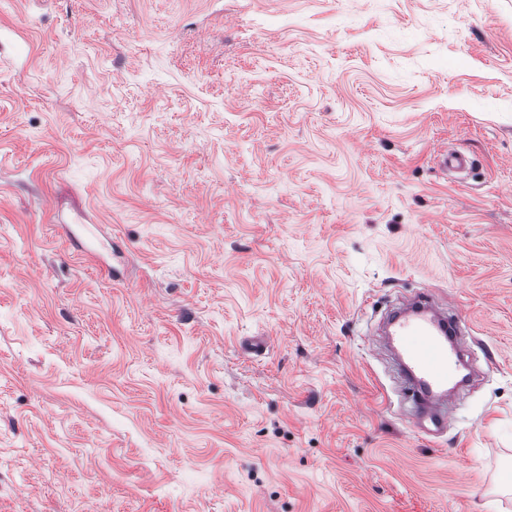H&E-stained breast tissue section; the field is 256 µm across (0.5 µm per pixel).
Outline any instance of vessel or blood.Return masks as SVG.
Masks as SVG:
<instances>
[{"label":"vessel or blood","mask_w":512,"mask_h":512,"mask_svg":"<svg viewBox=\"0 0 512 512\" xmlns=\"http://www.w3.org/2000/svg\"><path fill=\"white\" fill-rule=\"evenodd\" d=\"M465 328V319L442 311L425 294L389 316L387 340L413 392V418L426 423L428 431L448 426L445 404L452 397L448 383L461 358L454 339Z\"/></svg>","instance_id":"obj_1"}]
</instances>
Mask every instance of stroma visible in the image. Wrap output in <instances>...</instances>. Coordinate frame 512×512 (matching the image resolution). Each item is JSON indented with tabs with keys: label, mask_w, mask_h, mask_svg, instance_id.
<instances>
[{
	"label": "stroma",
	"mask_w": 512,
	"mask_h": 512,
	"mask_svg": "<svg viewBox=\"0 0 512 512\" xmlns=\"http://www.w3.org/2000/svg\"><path fill=\"white\" fill-rule=\"evenodd\" d=\"M0 512H512V0H0ZM411 307L394 310L389 316L387 340L397 355L404 380L413 391V418L427 422L428 432L448 427L444 406L458 385L448 389L454 365L460 362L461 351L451 338L460 337L466 321L459 315H448L428 295L413 299ZM448 329V337L443 333Z\"/></svg>",
	"instance_id": "stroma-1"
}]
</instances>
